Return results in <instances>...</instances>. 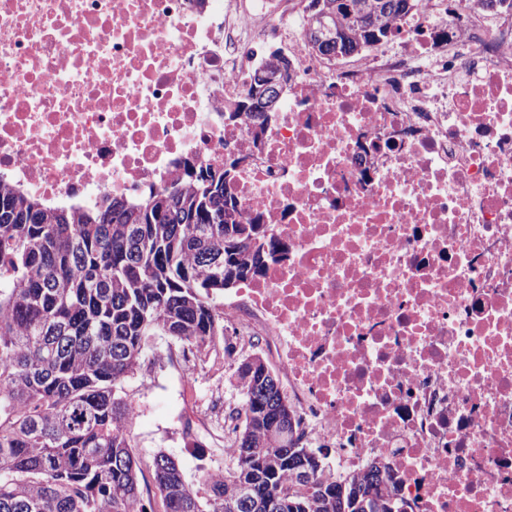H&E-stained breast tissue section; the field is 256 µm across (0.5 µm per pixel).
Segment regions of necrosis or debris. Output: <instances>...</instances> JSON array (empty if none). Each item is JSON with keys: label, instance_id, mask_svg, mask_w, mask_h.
<instances>
[{"label": "necrosis or debris", "instance_id": "obj_1", "mask_svg": "<svg viewBox=\"0 0 512 512\" xmlns=\"http://www.w3.org/2000/svg\"><path fill=\"white\" fill-rule=\"evenodd\" d=\"M288 0H0V186L74 211L240 160L288 245L224 298L284 370L299 432L352 477L389 458L412 512H512V14L422 0L447 54L292 50L262 140L224 121Z\"/></svg>", "mask_w": 512, "mask_h": 512}]
</instances>
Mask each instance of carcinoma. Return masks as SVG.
Returning a JSON list of instances; mask_svg holds the SVG:
<instances>
[{
	"instance_id": "carcinoma-1",
	"label": "carcinoma",
	"mask_w": 512,
	"mask_h": 512,
	"mask_svg": "<svg viewBox=\"0 0 512 512\" xmlns=\"http://www.w3.org/2000/svg\"><path fill=\"white\" fill-rule=\"evenodd\" d=\"M366 0H323L342 57L395 36L421 0H380L365 25L351 24ZM483 11L512 0H469ZM248 119L254 137L265 122ZM227 169L201 166L138 201L114 198L78 214L0 189V512H266L288 494L284 512H398L400 479L373 461L356 476H323L320 462L289 438L295 411L278 376L237 369L241 403L215 412L232 423L224 476L201 468L192 489L179 460L151 456L154 490L142 492L143 458L126 384L162 350L173 365L202 359L224 342V272L232 285L259 275L285 250L226 193Z\"/></svg>"
}]
</instances>
